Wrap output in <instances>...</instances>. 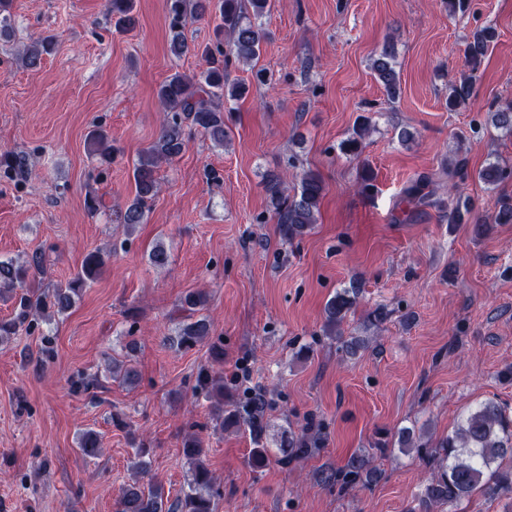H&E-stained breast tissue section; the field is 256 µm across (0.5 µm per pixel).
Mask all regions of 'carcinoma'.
I'll return each instance as SVG.
<instances>
[{"label":"carcinoma","instance_id":"obj_1","mask_svg":"<svg viewBox=\"0 0 512 512\" xmlns=\"http://www.w3.org/2000/svg\"><path fill=\"white\" fill-rule=\"evenodd\" d=\"M115 24L128 29L135 24L132 15L133 0H108ZM169 19L170 51L176 56L188 52L200 54L204 61L202 70L192 73L176 72L168 76L157 88L156 97L164 112L157 137L144 147L133 164L134 196L120 211V221L133 230L145 223L151 205L159 191L157 177L161 164L169 163L185 148L187 135L197 130L215 144L222 146L229 136L224 112L226 104L234 103L249 93V86L228 79L226 69L230 61L250 63L258 58L265 42L266 33L260 20L271 9V0H166ZM218 12L221 19L219 30L228 38V49L222 42L203 49L189 46L185 26L190 17H203ZM494 39V31L483 28L473 35L466 51L469 74L448 86V111L465 105L470 99L481 63ZM55 37L45 35L24 46L20 59L27 69L41 66L43 56L55 48ZM372 70L382 85L388 100L394 101L401 94L400 74L396 69L395 54L385 45L375 55ZM493 125L512 132V102L500 104L491 115ZM369 120H363L353 135L342 142L341 150L347 154L362 152L369 133ZM90 154L101 166L112 163L114 149L107 131L94 126L87 134ZM28 164V157L13 151L0 152V167L21 172ZM512 171L499 162H490L478 171L484 183L495 185ZM284 180L279 175L268 177V192L274 216L282 238L290 241L303 235L317 223L325 185L319 174L309 171L300 179L299 193L290 197L285 194ZM434 175L418 176L406 189V194L421 206H445V201L434 198ZM112 257L111 252L95 249L88 252L80 269L66 283L45 288L41 279L46 271L45 252L36 249L21 263L0 260V296L13 301V313L0 319V342L34 328L38 317H60L75 303L84 288L97 281L105 272ZM205 290L192 291L184 297L183 308L197 315L191 322L182 323L171 341L176 348L190 351L199 347L207 349V359L196 373L194 392L208 402V423L213 434H222L233 428L249 432L257 448L253 449L252 465L262 468L270 457L263 438L269 427L265 419L268 408L266 396L260 392L244 393L243 398L224 399V341L214 335L213 323L201 314L208 303ZM357 303L353 288L336 291L324 307L323 332L335 336L339 349L354 356L369 339L364 336L336 334L347 314ZM112 378L130 384L138 382V372L116 359L112 360ZM136 477L123 487L118 500L117 512H216V479L206 460L204 441L197 432L184 435L182 455L190 473L188 491L174 499H168L164 488L152 481H144L150 468L146 460L149 448L141 441H133ZM321 444L319 431L313 419H307L301 432H289L279 448L277 462L284 468L313 454ZM399 450H412L426 461L431 472L420 494L422 512L454 505L469 497L476 490L498 494L512 493V412L495 400H487L476 408L463 413L457 428L443 438L429 452L421 444L414 443V431L403 429L395 441ZM78 449L90 459L102 453L99 434L85 430L79 434ZM377 478L368 456L354 454L339 468L323 471L318 482L329 489L340 491L362 484L369 485Z\"/></svg>","mask_w":512,"mask_h":512}]
</instances>
